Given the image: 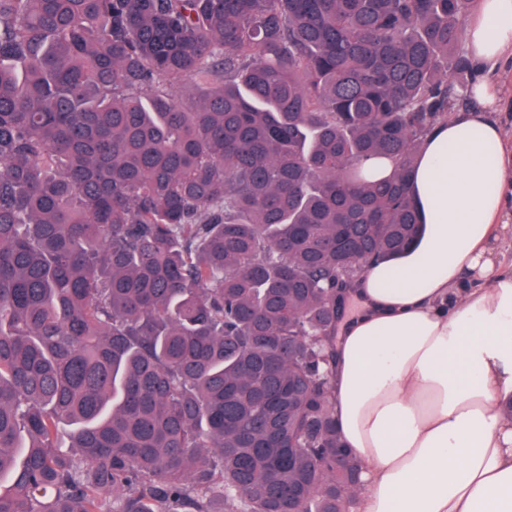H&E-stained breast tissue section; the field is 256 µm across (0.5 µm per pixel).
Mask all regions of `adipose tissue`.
I'll return each instance as SVG.
<instances>
[{
  "mask_svg": "<svg viewBox=\"0 0 512 512\" xmlns=\"http://www.w3.org/2000/svg\"><path fill=\"white\" fill-rule=\"evenodd\" d=\"M466 48L481 68L512 56V0H476ZM478 108L426 137L411 174L429 226L394 275L369 265L348 294L331 365L336 426L363 465L355 512H512V145Z\"/></svg>",
  "mask_w": 512,
  "mask_h": 512,
  "instance_id": "ef3b65f1",
  "label": "adipose tissue"
}]
</instances>
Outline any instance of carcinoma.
I'll use <instances>...</instances> for the list:
<instances>
[{
    "label": "carcinoma",
    "mask_w": 512,
    "mask_h": 512,
    "mask_svg": "<svg viewBox=\"0 0 512 512\" xmlns=\"http://www.w3.org/2000/svg\"><path fill=\"white\" fill-rule=\"evenodd\" d=\"M473 4L0 0V512L356 502L336 296L425 234Z\"/></svg>",
    "instance_id": "1"
}]
</instances>
